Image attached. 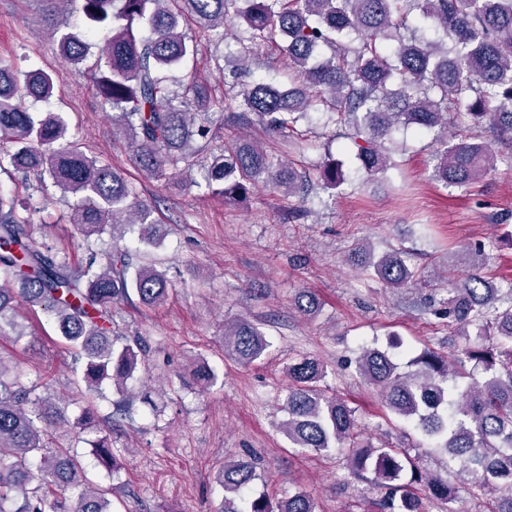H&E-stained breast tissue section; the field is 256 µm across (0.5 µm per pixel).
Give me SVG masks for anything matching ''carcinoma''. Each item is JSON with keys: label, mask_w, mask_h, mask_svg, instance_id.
<instances>
[{"label": "carcinoma", "mask_w": 512, "mask_h": 512, "mask_svg": "<svg viewBox=\"0 0 512 512\" xmlns=\"http://www.w3.org/2000/svg\"><path fill=\"white\" fill-rule=\"evenodd\" d=\"M91 26L110 35L99 47L104 69L97 86L112 108V127L123 133L135 164L164 178L200 166L212 193L224 203L244 204L258 185L304 201L306 173L285 164L258 142L239 137L200 159L213 121L220 125L257 121L284 140L303 138L301 126L314 113H329L349 126L356 171L385 175L397 150L395 132H432V177L445 188H465L496 165L497 154L484 141L448 140L452 108L466 105L475 121H488L501 141L512 142V0H83ZM432 21L442 38L415 35L408 21ZM224 40V26L244 24L224 65L238 88L241 112L224 113L207 81L193 76L173 88L170 72L198 55L184 24ZM410 35H404L405 31ZM59 54L77 67L93 47L85 35L52 29ZM274 46L297 72L301 86L281 89L262 78L237 79L265 46ZM55 91L48 72H22L0 62V170L48 174L54 186L76 197L71 223L85 239L112 230V240L129 233L137 242L160 245L150 205L109 164L67 141L60 112L36 115L22 99L48 101ZM320 181L335 190L347 181L343 164L328 158ZM28 204L0 193V336H26L17 305L40 309L55 321L59 336L83 360L81 381L88 399L106 398L112 383L120 395L116 411H131L128 387L144 341L124 339L112 329V305L137 297L147 306L168 296L165 275L152 265H136L127 250L88 248L85 265L74 269L48 247L29 239ZM405 250L392 247L375 257L362 247L356 269L385 288L418 285L405 262ZM452 265L466 270L448 287L442 304L465 345L453 355L431 349L400 371V347H366L356 360L364 382L376 388L385 408L410 424L427 447L448 458V475L430 474L408 448L379 445L358 430L355 411L324 386L327 365L302 355L288 365L281 430L294 448L316 453L339 451L349 471L385 489L374 512H426L424 499L456 501V481L469 480L473 494L492 495L490 512H512V298L499 305V288L485 275V246L455 251ZM295 310L313 317L321 309L309 291L299 292ZM478 330L471 339L469 328ZM265 332L247 318L224 322V357L248 366L266 354ZM482 371L476 378L466 364ZM0 362V512H112L109 490L86 476L83 456L71 447L47 450L48 428L62 421L57 408ZM93 456L110 478L121 470L112 440L91 444ZM260 479L251 459H228L219 482V512H315L311 498L296 492L277 502L253 494ZM425 487L426 497L411 490Z\"/></svg>", "instance_id": "carcinoma-1"}]
</instances>
